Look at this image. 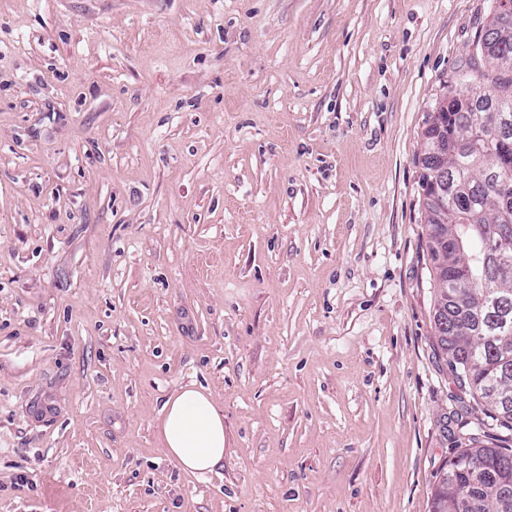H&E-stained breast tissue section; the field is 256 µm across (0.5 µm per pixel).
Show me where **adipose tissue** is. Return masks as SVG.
<instances>
[{"mask_svg": "<svg viewBox=\"0 0 512 512\" xmlns=\"http://www.w3.org/2000/svg\"><path fill=\"white\" fill-rule=\"evenodd\" d=\"M158 434L185 471L206 475L224 464V414L203 387L191 383L167 398Z\"/></svg>", "mask_w": 512, "mask_h": 512, "instance_id": "adipose-tissue-1", "label": "adipose tissue"}]
</instances>
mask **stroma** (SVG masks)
Instances as JSON below:
<instances>
[{"label":"stroma","mask_w":512,"mask_h":512,"mask_svg":"<svg viewBox=\"0 0 512 512\" xmlns=\"http://www.w3.org/2000/svg\"><path fill=\"white\" fill-rule=\"evenodd\" d=\"M489 0H0V512H430L464 421L423 130ZM224 412L183 471L165 399ZM158 434L167 455L185 471L206 475L224 465V413L195 383L164 402Z\"/></svg>","instance_id":"obj_1"}]
</instances>
